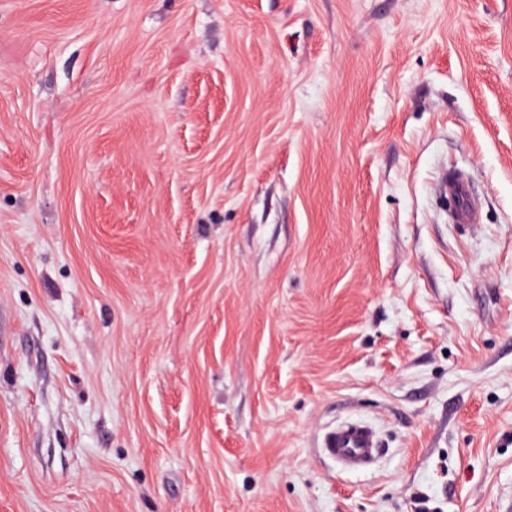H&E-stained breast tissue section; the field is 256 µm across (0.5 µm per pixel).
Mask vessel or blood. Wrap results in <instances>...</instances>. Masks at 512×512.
Instances as JSON below:
<instances>
[{"label": "vessel or blood", "instance_id": "obj_1", "mask_svg": "<svg viewBox=\"0 0 512 512\" xmlns=\"http://www.w3.org/2000/svg\"><path fill=\"white\" fill-rule=\"evenodd\" d=\"M439 194L454 201V223H478L479 217L471 202V186L467 180L460 177L442 180ZM322 448L328 457L350 471L364 469L378 454L373 429L360 422H346L328 431L323 438Z\"/></svg>", "mask_w": 512, "mask_h": 512}]
</instances>
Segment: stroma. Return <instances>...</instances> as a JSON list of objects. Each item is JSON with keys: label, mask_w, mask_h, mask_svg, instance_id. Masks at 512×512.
<instances>
[{"label": "stroma", "mask_w": 512, "mask_h": 512, "mask_svg": "<svg viewBox=\"0 0 512 512\" xmlns=\"http://www.w3.org/2000/svg\"><path fill=\"white\" fill-rule=\"evenodd\" d=\"M0 512H512V0H0ZM439 194L445 199H452L455 202V210L452 220L456 224H477L479 217L471 202V186L469 182L461 177L451 178L445 174L439 185ZM373 429L364 423L346 422L328 431L322 441L325 454L349 471L370 465L378 454Z\"/></svg>", "instance_id": "1"}]
</instances>
